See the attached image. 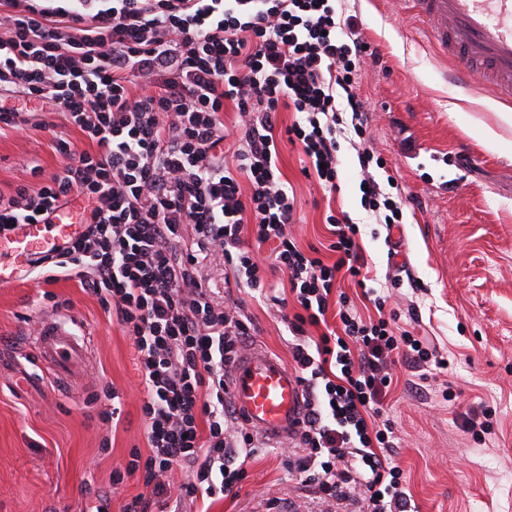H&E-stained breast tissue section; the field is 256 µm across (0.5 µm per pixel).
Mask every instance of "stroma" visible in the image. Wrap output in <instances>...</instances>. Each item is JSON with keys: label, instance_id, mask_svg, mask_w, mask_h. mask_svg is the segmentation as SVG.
Instances as JSON below:
<instances>
[{"label": "stroma", "instance_id": "1", "mask_svg": "<svg viewBox=\"0 0 512 512\" xmlns=\"http://www.w3.org/2000/svg\"><path fill=\"white\" fill-rule=\"evenodd\" d=\"M382 58L367 67L372 145L409 198L399 232L365 224L356 152H340V190L329 193L301 172L299 154L280 150L279 168L294 187L301 248L326 242V208L364 222L361 245L376 287L396 259L402 287L391 301L398 325L434 343L447 369L420 383L395 359L397 383L383 406L401 443L395 451L416 512H512V118L486 92L448 81L446 64L402 0H336ZM27 123L0 130V194L38 189L66 163L59 140L86 149L80 133L50 104L17 101ZM41 176H33V166ZM60 302L69 327L89 344L87 359L59 385L30 347L12 340ZM258 344L290 361L288 331L277 308L247 300ZM115 395H107V388ZM120 399L119 423L105 420ZM143 392L135 347L115 315L79 284L33 279L0 288V512H85L144 492L131 478L112 486L113 468L132 449L147 452ZM490 412L494 432L476 440L468 416ZM238 497L210 512H289L309 493L277 452L247 460Z\"/></svg>", "mask_w": 512, "mask_h": 512}]
</instances>
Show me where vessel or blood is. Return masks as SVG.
Instances as JSON below:
<instances>
[{"instance_id":"obj_1","label":"vessel or blood","mask_w":512,"mask_h":512,"mask_svg":"<svg viewBox=\"0 0 512 512\" xmlns=\"http://www.w3.org/2000/svg\"><path fill=\"white\" fill-rule=\"evenodd\" d=\"M408 2L448 63L456 84L466 88L471 79H478L501 102L512 103V0ZM79 230V225L58 220L20 224L9 233H0V288L17 285L25 269L55 254ZM34 350L39 362L62 379L85 348L56 314L41 320ZM228 387L247 426L265 439H292L302 409V388L281 359L257 347L245 350L230 371Z\"/></svg>"}]
</instances>
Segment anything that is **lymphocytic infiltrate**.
<instances>
[{
	"instance_id": "f902f5d3",
	"label": "lymphocytic infiltrate",
	"mask_w": 512,
	"mask_h": 512,
	"mask_svg": "<svg viewBox=\"0 0 512 512\" xmlns=\"http://www.w3.org/2000/svg\"><path fill=\"white\" fill-rule=\"evenodd\" d=\"M379 61L335 0H0V129L26 120L9 97L50 100L89 144L39 189L0 195V232L49 221L85 201L84 230L35 277L76 280L114 310L137 352L148 455L132 452L113 484L139 475L150 495L122 512H170L238 495L243 462L266 453L232 408L229 371L253 322L241 301L216 302L200 269L224 257V292L272 297L283 309L303 415L288 461L323 512H411L392 453L399 444L383 400L392 359L445 368L424 339L399 330L390 299L370 286L350 217L328 214L323 250L301 248L290 226L296 197L278 166V140L297 147L303 174L338 188L342 137L361 172V205L376 223L407 206L368 144L366 100L355 84ZM237 112L224 123V106ZM296 112L279 126L281 109ZM288 297L275 295V275ZM376 310L364 316L338 275ZM181 470L184 482L172 485Z\"/></svg>"
}]
</instances>
